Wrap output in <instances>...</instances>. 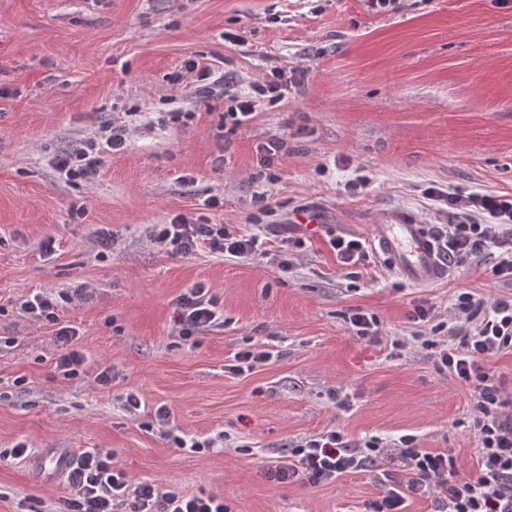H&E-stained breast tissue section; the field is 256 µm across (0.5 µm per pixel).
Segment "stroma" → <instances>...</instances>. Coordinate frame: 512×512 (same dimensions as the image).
Instances as JSON below:
<instances>
[{
  "mask_svg": "<svg viewBox=\"0 0 512 512\" xmlns=\"http://www.w3.org/2000/svg\"><path fill=\"white\" fill-rule=\"evenodd\" d=\"M190 60L234 91L278 71L288 90L223 136L227 98L172 89ZM173 109L195 118L160 125ZM123 114L128 146L94 184L57 177L55 153ZM274 135L285 156L267 170L256 147ZM431 186L512 194V0H403L385 14L366 0H0V512H66L65 476L49 484L32 465L44 448L110 449L133 481L217 495L231 512H366L397 470L387 456L332 483L269 475L290 445L329 430L354 442L412 434L454 449L459 477L473 475L471 391L422 348L430 326L409 315L424 300L450 323L458 292L512 297V281L488 279L478 259L428 288L382 264L351 275L318 236L285 271L272 257L173 255L148 238L218 195L214 224L248 231L307 211L367 239L396 213L447 222ZM101 228L115 236L105 253ZM197 282L221 297L224 322L185 341L175 302ZM76 287L82 300L60 317L86 364L65 379L52 326L20 304ZM357 310L378 319L376 341L350 329ZM250 347L271 359L226 372ZM163 404L182 436L222 434L225 446L193 453L148 430ZM20 442L29 457H12Z\"/></svg>",
  "mask_w": 512,
  "mask_h": 512,
  "instance_id": "35a3bbf8",
  "label": "stroma"
}]
</instances>
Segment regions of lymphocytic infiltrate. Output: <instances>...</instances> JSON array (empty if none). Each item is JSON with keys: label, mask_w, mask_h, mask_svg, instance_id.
<instances>
[{"label": "lymphocytic infiltrate", "mask_w": 512, "mask_h": 512, "mask_svg": "<svg viewBox=\"0 0 512 512\" xmlns=\"http://www.w3.org/2000/svg\"><path fill=\"white\" fill-rule=\"evenodd\" d=\"M284 91L278 79L253 83L250 93L231 95L224 117L232 128H241L256 117L259 102L278 103ZM128 137L126 124L106 122L70 152L55 156L53 168L66 181L92 182L109 157L125 149ZM427 194L455 216L453 223L430 227L449 266L489 255L493 258L489 277L512 280V195L436 188ZM149 238L173 254L209 251L237 260L267 255L273 243L284 256L304 245L300 238L273 239L261 225L244 233L229 224L184 214L153 225ZM20 308L32 320L53 325V341L60 349L55 367L64 378L76 376L86 359L75 348L76 330L61 320L57 301L35 293ZM455 310L452 324L432 323V336L423 345L436 350L441 367L472 389V424L477 435L473 476L458 477L454 450L421 448L410 435L392 445L373 436L354 446L341 432L330 430L292 445L287 461L275 466L274 478L330 482L366 468L385 453L398 461L402 476L371 503V512H404L411 496L433 498L438 512H512V392L492 367L497 356L512 351V298L465 291L457 295ZM220 317L221 301L204 283H194L175 302L174 323L182 339L208 330ZM67 487L68 512H230L223 499L214 495L188 496L161 491L150 483L133 484L128 473L114 464L111 451L102 448L80 451L76 466L67 474Z\"/></svg>", "instance_id": "obj_1"}]
</instances>
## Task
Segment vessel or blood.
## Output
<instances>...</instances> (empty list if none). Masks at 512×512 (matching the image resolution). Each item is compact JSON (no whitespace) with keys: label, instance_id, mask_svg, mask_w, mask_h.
Segmentation results:
<instances>
[{"label":"vessel or blood","instance_id":"obj_1","mask_svg":"<svg viewBox=\"0 0 512 512\" xmlns=\"http://www.w3.org/2000/svg\"><path fill=\"white\" fill-rule=\"evenodd\" d=\"M371 245L388 269L410 285L428 287L448 276L428 226L410 215L400 213L374 225ZM40 463L50 477L69 469L72 457L68 449L54 448L42 454Z\"/></svg>","mask_w":512,"mask_h":512}]
</instances>
